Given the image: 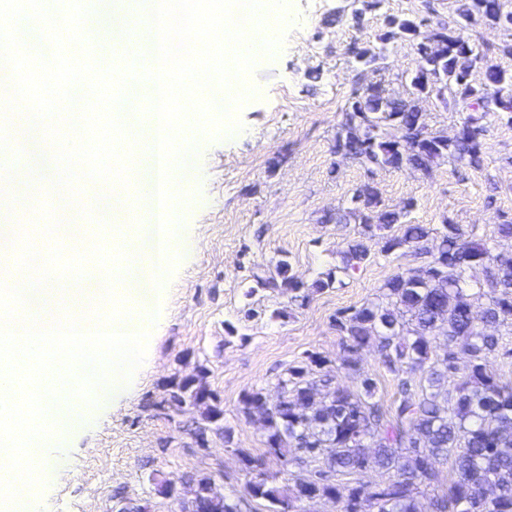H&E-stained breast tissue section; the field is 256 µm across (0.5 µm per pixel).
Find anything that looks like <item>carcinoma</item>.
<instances>
[{"mask_svg":"<svg viewBox=\"0 0 512 512\" xmlns=\"http://www.w3.org/2000/svg\"><path fill=\"white\" fill-rule=\"evenodd\" d=\"M478 23L512 30V10H506L505 0H468L453 25L439 22L430 29L428 36L441 44L438 52L416 46L417 64L409 75L413 96L435 95L450 85L456 88L454 100L472 109L455 136L430 131L414 102L392 98L381 83L371 82L352 92L336 152L368 168L410 167L423 175L445 159L460 168H480L485 111L506 114L512 121V72L492 64L489 49L472 38L470 31ZM417 30L414 19L391 18L379 37V51L355 47V62L373 67L385 58V46ZM475 70L483 72L480 83L471 79ZM352 201L358 207L349 214L359 230L341 252L344 271L374 261L368 240L377 229L392 231L381 236V254L407 249L429 257L425 267L400 270L388 278L376 300L336 318L344 340L339 368L360 372L357 353L374 342L397 377L399 396L386 410L373 400L372 378L362 379L363 393L348 391L324 369L328 360L315 355L279 378L275 403L268 402L261 388L244 393L240 412L247 419L263 418L267 453L282 459L288 471L317 464L310 475L295 476L288 487L263 470L261 459L246 455L254 471L247 494L266 502V512H298L297 502L319 497L343 502L342 512H512V383L489 372L485 363L499 347L501 328L512 327V250L499 251L457 224L446 223L437 232L410 224L406 216L415 200L399 210L386 209L370 183L356 187ZM435 232L439 241L432 253L428 243ZM289 267L280 260L276 275L256 282L286 292L294 301H304L309 291H323L335 282L329 271L307 285L290 275ZM478 267L485 268L482 282L473 278ZM439 340L469 358L452 393L444 382L454 356H438ZM416 372L421 375L417 392L409 380ZM206 378L202 370L196 378L173 385L166 403L174 411L187 405L200 410V441L211 428L224 432L228 440L230 430L220 425L224 410ZM449 459L455 480L448 495L424 501L425 488L437 478L436 464ZM366 469L380 471L385 481L374 488L351 487L345 495L332 482L339 472ZM204 479L190 478L192 498L182 512H217L201 493Z\"/></svg>","mask_w":512,"mask_h":512,"instance_id":"obj_1","label":"carcinoma"}]
</instances>
